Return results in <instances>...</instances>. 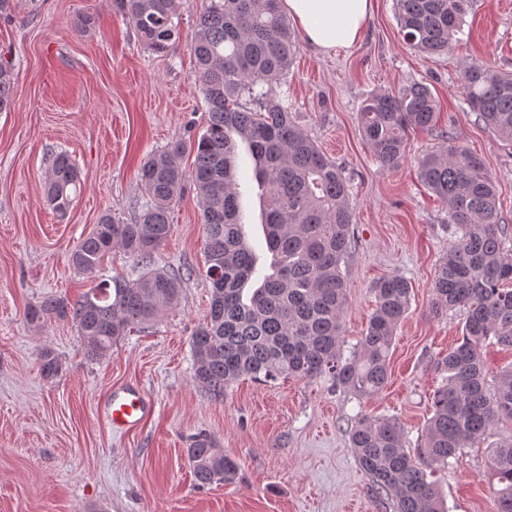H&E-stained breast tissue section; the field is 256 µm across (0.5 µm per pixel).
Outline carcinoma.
Segmentation results:
<instances>
[{"mask_svg":"<svg viewBox=\"0 0 512 512\" xmlns=\"http://www.w3.org/2000/svg\"><path fill=\"white\" fill-rule=\"evenodd\" d=\"M280 0H207L196 19L191 51L195 80L208 108L205 131L147 156L139 168L146 202L132 222L104 213L70 254L71 266L91 277L119 249L133 259L134 279H104L79 300L47 296L26 309L29 323L43 327L72 321L87 357L100 359L137 327L156 322L172 308L181 277L154 266L170 236L172 206L192 183L204 224L205 319L192 332L194 382L216 398L241 378L273 383L328 375L363 399L388 383L389 352L406 314L411 283L393 274L375 287L376 308L367 332L345 357L346 305L341 264L350 248L351 179L293 121L278 84L291 64L296 42ZM403 40L429 56L448 52L462 31L472 0H395ZM144 48L161 53L177 36L179 0H119ZM14 76L0 62V112L10 109ZM470 109L498 137L512 143V74L489 65L462 74ZM255 107L245 106V101ZM439 105L430 88L413 82L396 93L369 94L359 109L362 135L386 169L406 155L414 129L439 131L440 145L418 161L424 186L445 207L456 238L435 272L432 309L464 310L460 341L441 365L448 376L437 391L423 443L408 448L394 418L358 417L349 430L359 467L372 491L392 502L393 512H446L434 476L449 459L483 439L497 423H512V367L498 386L486 387L482 347L489 341L512 348V256L502 238L501 212L492 175L480 158L438 130ZM245 144L252 171L240 168ZM195 156L184 171L180 158ZM254 178L265 191L264 235L272 273L246 292L257 258L242 232L241 182ZM70 155L53 157L47 201L64 215L77 190ZM46 380L63 371L52 349L40 354ZM199 486L236 480L239 464L202 434L187 448ZM495 512H512V434L490 450Z\"/></svg>","mask_w":512,"mask_h":512,"instance_id":"carcinoma-1","label":"carcinoma"}]
</instances>
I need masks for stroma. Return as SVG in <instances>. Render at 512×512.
Instances as JSON below:
<instances>
[{"instance_id":"1","label":"stroma","mask_w":512,"mask_h":512,"mask_svg":"<svg viewBox=\"0 0 512 512\" xmlns=\"http://www.w3.org/2000/svg\"><path fill=\"white\" fill-rule=\"evenodd\" d=\"M204 3L180 0L179 34L163 53L143 48L114 0H11L0 14V58L15 74L12 107L0 112V512H347L354 504L392 512L359 468L347 429L360 414L392 417L407 447H418L446 378L439 361L461 338L464 314L430 306L436 267L454 239L443 205L418 178L419 158L439 140L410 132L402 165L382 168L358 126L368 94L428 83L440 128L495 179L512 250V145L478 121L460 89L472 65L512 72V0H473L451 50L433 57L403 41L393 0H373L350 49L323 54L296 34L280 90L295 122L352 179L354 239L341 265L344 353L367 330L379 279L398 273L413 287L381 394L358 398L328 376L271 385L245 378L217 400L194 382L190 336L205 318L210 288L190 188L155 255L157 267L191 271L164 317L99 360L85 356L73 322L33 328L29 305L48 295L73 301L94 286L72 268L70 254L104 212L127 221L140 212L141 160L204 132L207 109L190 53ZM59 151L70 154L80 181L63 216L45 196ZM240 206L257 273L265 275L270 256L255 181L242 187ZM45 347L64 361L51 381L40 374ZM127 384L141 386L155 408L119 434L100 404ZM201 432L237 460L235 482L197 486L186 448ZM437 479L448 512H494L486 445L463 449Z\"/></svg>"}]
</instances>
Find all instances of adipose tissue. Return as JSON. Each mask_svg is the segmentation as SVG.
Returning a JSON list of instances; mask_svg holds the SVG:
<instances>
[{"label":"adipose tissue","mask_w":512,"mask_h":512,"mask_svg":"<svg viewBox=\"0 0 512 512\" xmlns=\"http://www.w3.org/2000/svg\"><path fill=\"white\" fill-rule=\"evenodd\" d=\"M289 19L318 50L356 44L371 11V0H281Z\"/></svg>","instance_id":"ef3b65f1"}]
</instances>
